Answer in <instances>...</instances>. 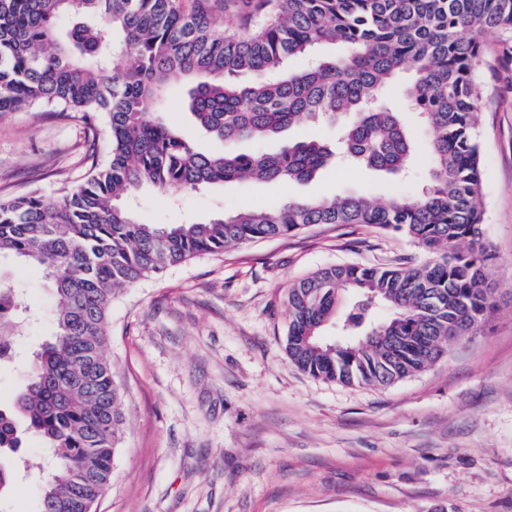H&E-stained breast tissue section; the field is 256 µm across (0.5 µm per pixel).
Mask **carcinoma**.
<instances>
[{
	"label": "carcinoma",
	"instance_id": "cac0c4a2",
	"mask_svg": "<svg viewBox=\"0 0 512 512\" xmlns=\"http://www.w3.org/2000/svg\"><path fill=\"white\" fill-rule=\"evenodd\" d=\"M224 9V0H0V112H77L109 134L107 160L75 191L0 198V256L39 267L57 298L51 339L0 406V449L34 433L55 458L38 512H84L112 482L124 392L106 355L108 320L115 297L138 281L312 224L401 234L425 260L334 265L288 288V360L315 378L376 387L430 367L448 337L472 335L493 310L477 73L487 65L480 36L512 34V0H248L221 30L212 13ZM64 16L76 24L62 38ZM292 57L306 66L288 69ZM406 71L402 105L382 103ZM176 81L192 84L188 109L222 151H199L159 116ZM405 112L427 131L429 184L417 196L288 199L169 225L146 224L127 206L145 187L309 181L336 162L315 137L274 153L233 144L320 123L338 126L339 153L352 164L398 178L417 163ZM21 293L0 272V365L13 361L23 331ZM333 326L348 342H325ZM15 481L0 461V501Z\"/></svg>",
	"mask_w": 512,
	"mask_h": 512
}]
</instances>
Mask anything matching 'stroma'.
Returning <instances> with one entry per match:
<instances>
[{"instance_id": "1", "label": "stroma", "mask_w": 512, "mask_h": 512, "mask_svg": "<svg viewBox=\"0 0 512 512\" xmlns=\"http://www.w3.org/2000/svg\"><path fill=\"white\" fill-rule=\"evenodd\" d=\"M491 61L478 114L487 273L495 309L428 369L388 387L314 378L288 360L291 284L336 264L422 258L408 238L354 225L202 255L125 289L112 303L107 355L125 392L124 439L97 512H512V58L481 37ZM166 91L163 119L204 152L216 147ZM105 147L104 129L24 110L0 114V197L56 198L78 187ZM428 180L331 166L306 183L244 182L170 197L146 189L149 224L204 222L220 212L359 192L385 202ZM37 317L0 372V402L25 384L23 362L50 339L54 295L37 267L0 259ZM28 464L7 512H36L51 454L28 435Z\"/></svg>"}]
</instances>
